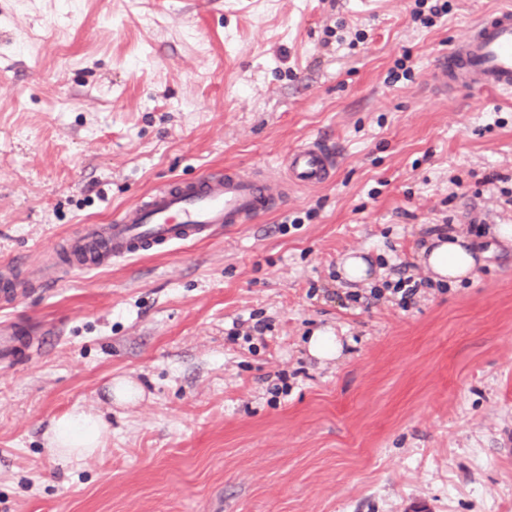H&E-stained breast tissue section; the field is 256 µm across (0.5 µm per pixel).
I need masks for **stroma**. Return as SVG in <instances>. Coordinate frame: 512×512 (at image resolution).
Returning <instances> with one entry per match:
<instances>
[{
    "label": "stroma",
    "mask_w": 512,
    "mask_h": 512,
    "mask_svg": "<svg viewBox=\"0 0 512 512\" xmlns=\"http://www.w3.org/2000/svg\"><path fill=\"white\" fill-rule=\"evenodd\" d=\"M498 2L448 0L427 28L415 0H0V266L19 271L0 322L40 339L0 363V512H512V244L486 233L512 225V97L426 92ZM318 136L334 180L257 223L36 279L149 190L283 181ZM437 227L482 247L471 278L347 299L365 286L342 258L426 279ZM316 331L337 357L309 354ZM75 410L100 448L50 456Z\"/></svg>",
    "instance_id": "stroma-1"
}]
</instances>
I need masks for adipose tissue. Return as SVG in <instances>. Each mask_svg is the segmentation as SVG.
<instances>
[{"mask_svg":"<svg viewBox=\"0 0 512 512\" xmlns=\"http://www.w3.org/2000/svg\"><path fill=\"white\" fill-rule=\"evenodd\" d=\"M482 257L470 239L455 234L443 240L431 238L420 251V260L433 272L435 281L450 285L468 278ZM104 428V421L91 413L70 412L56 422L48 451L62 458L92 455L101 445Z\"/></svg>","mask_w":512,"mask_h":512,"instance_id":"adipose-tissue-1","label":"adipose tissue"}]
</instances>
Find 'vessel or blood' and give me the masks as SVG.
<instances>
[{"instance_id":"1","label":"vessel or blood","mask_w":512,"mask_h":512,"mask_svg":"<svg viewBox=\"0 0 512 512\" xmlns=\"http://www.w3.org/2000/svg\"><path fill=\"white\" fill-rule=\"evenodd\" d=\"M461 92L512 95V5L484 14L468 33L434 59L428 92L432 99ZM290 184L315 187L332 181L339 156L317 137L285 157ZM276 183L239 169L174 180L141 197L107 224H88L64 242L75 264L99 267L151 253L168 252L187 241L210 239L222 228L254 223L282 204ZM39 346L30 328L0 330V362L15 359L20 347Z\"/></svg>"}]
</instances>
